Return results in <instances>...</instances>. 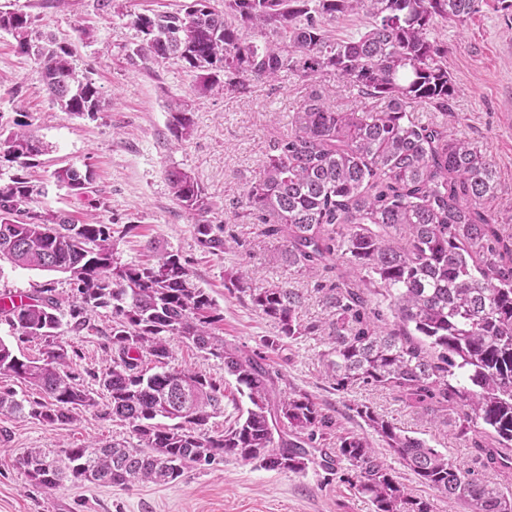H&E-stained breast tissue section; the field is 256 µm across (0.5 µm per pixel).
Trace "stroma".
Listing matches in <instances>:
<instances>
[{
    "mask_svg": "<svg viewBox=\"0 0 512 512\" xmlns=\"http://www.w3.org/2000/svg\"><path fill=\"white\" fill-rule=\"evenodd\" d=\"M183 2L114 0L105 13L95 0H0V10L26 12L35 17L40 31L68 43L77 74L94 80L102 97L103 110L95 117L62 111L51 100L39 66L17 52L10 35L0 32V128L9 130L16 120H24L48 148L28 171L33 184L44 189L36 208L65 212L79 222L93 216L111 225L125 262L145 260L152 243L179 252L224 317L220 336L261 353L279 376V394L292 388L307 391L334 411L342 429L357 433L367 427L353 407L367 404L477 478L503 482L483 468L474 449L456 438L451 427L430 420L389 391L371 385L344 394L336 391L322 358L331 315L321 293L311 278L288 271L258 225L238 215L237 202L258 175L270 140L286 133L292 112L308 94L318 92L336 107L361 112L381 111L383 101L359 96L330 72L305 81L284 71L277 80L252 82L243 93L200 95L195 72L178 60L131 66L127 55L143 41L134 25L136 16L175 11ZM435 35L447 49L448 75L457 89L453 115L445 117L424 105L413 107L411 114L422 123H447L457 136L485 151L499 182L494 206L502 215H512V23L504 20L496 0H479L477 12L464 24L439 22ZM175 98L190 101L193 121L190 139L180 144L170 130L168 105ZM66 166L90 170L92 180L84 194L56 185L55 170ZM174 169L199 179L217 220L241 241L234 252L214 255L197 245L194 217L170 192L167 173ZM242 265L255 267L261 279L303 292L299 319L316 325V332L275 350L264 348L263 339L275 335L276 328L231 284V275ZM48 283L61 297L72 293L67 274L0 264V294L30 297ZM92 321L94 330L67 333L62 341L74 350L73 369L93 390L97 405L79 411L65 426L0 419V512H373L343 464L332 472L312 466L296 475L229 458L195 466L169 486L68 483L54 491L36 486L17 464L26 449L135 439L129 426L103 415L107 394L91 375L111 362L112 318L100 314ZM171 346L173 367L202 372L223 385L224 411L208 422L210 433L223 431L247 407V398L238 393L220 359L176 340ZM506 485L512 490V481Z\"/></svg>",
    "mask_w": 512,
    "mask_h": 512,
    "instance_id": "obj_1",
    "label": "stroma"
}]
</instances>
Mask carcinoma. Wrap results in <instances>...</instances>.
I'll return each instance as SVG.
<instances>
[{
  "label": "carcinoma",
  "mask_w": 512,
  "mask_h": 512,
  "mask_svg": "<svg viewBox=\"0 0 512 512\" xmlns=\"http://www.w3.org/2000/svg\"><path fill=\"white\" fill-rule=\"evenodd\" d=\"M213 2L186 0L174 12L137 16L144 38L130 64L176 58L197 73L201 94L243 93L283 70L303 80L330 70L358 94L387 100L379 112H358L310 95L288 134L269 145L240 204L278 243L288 270L316 279L332 317L323 358L336 390L373 385L430 415L446 411L456 436L484 453L492 469L512 475V216L493 207L499 183L486 153L451 135L448 125L419 124L408 111L414 103L448 111L455 88L433 32L440 19L464 23L477 0H224L221 10ZM358 11L372 18L365 31L330 35V24ZM0 30L39 65L63 110L89 117L101 110L100 90L76 75L70 48L37 35L31 15L0 10ZM254 31L263 42L251 38ZM170 113L171 133L188 140V104L176 99ZM15 125L0 141L3 159L16 166L0 185V260L68 273L74 294L64 301L48 287L26 301L0 298V320L19 338L48 341L35 361L0 338V376L40 394L19 399L1 390L0 416L64 426L96 405L54 338L65 328L93 329L90 313L103 309L112 315V363L94 380L109 395L104 415L128 424L138 440L48 453L29 448L18 465L35 485H173L192 464L226 457L294 474L344 463L374 512H434L430 500L397 480L368 436L342 430L301 389L276 396L263 357L216 334L223 316L179 252L153 244V258L123 263L110 225L36 209L27 169L46 148L25 130L27 122ZM54 177L76 193L90 179L74 167ZM168 181L195 218L197 244L212 254L229 251L199 180L175 169ZM232 278L275 324L265 346L316 331L298 319L302 292L279 282L258 285L247 266ZM376 298L387 302L392 321ZM174 338L222 360L248 399L246 411L216 435L206 425L224 411V390L201 372L168 368ZM353 410L420 484L469 512H512V495L498 486L370 406Z\"/></svg>",
  "instance_id": "1"
}]
</instances>
